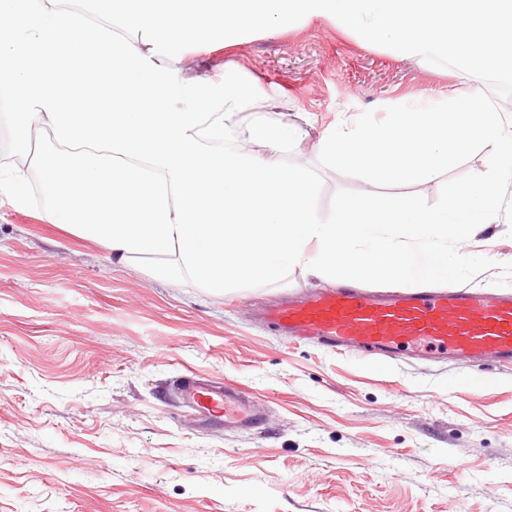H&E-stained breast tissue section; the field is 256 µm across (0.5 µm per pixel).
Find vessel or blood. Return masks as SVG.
I'll return each instance as SVG.
<instances>
[{
	"label": "vessel or blood",
	"mask_w": 512,
	"mask_h": 512,
	"mask_svg": "<svg viewBox=\"0 0 512 512\" xmlns=\"http://www.w3.org/2000/svg\"><path fill=\"white\" fill-rule=\"evenodd\" d=\"M285 336L315 338L353 355L395 359L412 348L461 361L512 362V294L479 288H361L316 290L266 308ZM187 407L224 421L255 427L264 420L259 402L220 382L179 378Z\"/></svg>",
	"instance_id": "b4317fda"
}]
</instances>
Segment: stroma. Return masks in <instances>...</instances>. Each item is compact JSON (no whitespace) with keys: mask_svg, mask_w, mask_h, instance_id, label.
Returning a JSON list of instances; mask_svg holds the SVG:
<instances>
[{"mask_svg":"<svg viewBox=\"0 0 512 512\" xmlns=\"http://www.w3.org/2000/svg\"><path fill=\"white\" fill-rule=\"evenodd\" d=\"M252 80L303 134L290 155L362 112L480 79L364 40L333 19L191 47L182 82ZM0 195V512H512V365L402 358L380 365L291 341L254 318L286 282L214 293L117 263L101 243ZM503 217L465 255L512 261ZM266 404L257 427L197 420L181 375Z\"/></svg>","mask_w":512,"mask_h":512,"instance_id":"35a3bbf8","label":"stroma"}]
</instances>
